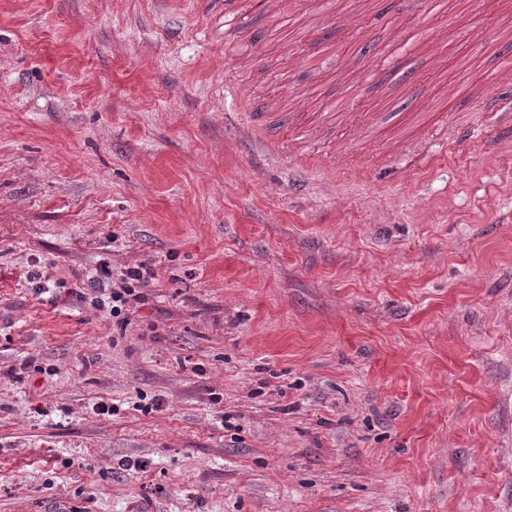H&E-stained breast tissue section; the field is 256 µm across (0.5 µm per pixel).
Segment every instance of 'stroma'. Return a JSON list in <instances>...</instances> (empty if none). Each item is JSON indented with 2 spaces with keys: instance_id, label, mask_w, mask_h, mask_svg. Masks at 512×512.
<instances>
[{
  "instance_id": "35a3bbf8",
  "label": "stroma",
  "mask_w": 512,
  "mask_h": 512,
  "mask_svg": "<svg viewBox=\"0 0 512 512\" xmlns=\"http://www.w3.org/2000/svg\"><path fill=\"white\" fill-rule=\"evenodd\" d=\"M288 5L0 0V512H512V0ZM461 141L459 143L460 150L470 149L475 144L482 145H493L498 140L502 142L500 139L498 132H488L482 129L481 127L471 128L466 131L459 137ZM156 280L154 268L141 263L128 267L121 281L114 282L110 278L109 265L104 263L95 277L88 278L86 283L83 281L82 287L70 288L67 293L80 301L86 290L100 294L95 297V306L112 317V323L123 331L130 324V312L146 300V290L152 288Z\"/></svg>"
}]
</instances>
